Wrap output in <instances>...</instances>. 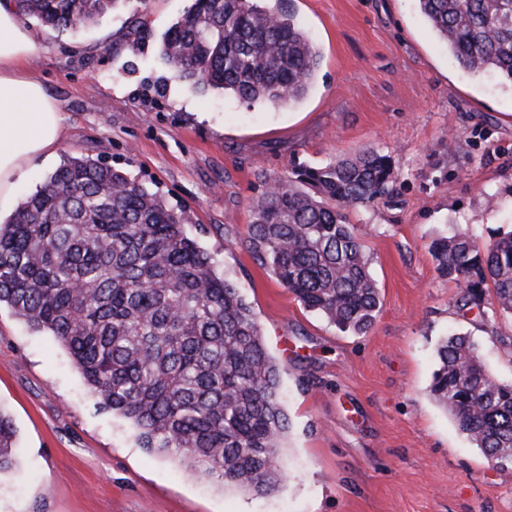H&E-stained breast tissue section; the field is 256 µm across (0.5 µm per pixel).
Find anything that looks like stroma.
<instances>
[{
    "label": "stroma",
    "mask_w": 512,
    "mask_h": 512,
    "mask_svg": "<svg viewBox=\"0 0 512 512\" xmlns=\"http://www.w3.org/2000/svg\"><path fill=\"white\" fill-rule=\"evenodd\" d=\"M189 4L127 0L78 35L27 21L42 46L27 68L59 102L65 136L17 194L84 155L189 211L280 366L285 479L256 497L141 448L67 350L4 306L0 408L17 427L18 463L0 474V512H512V466L488 461L429 393L436 347L454 333L512 383V317L462 307V286L428 250L459 227L486 245L512 230V89L459 66L418 0H295L323 52L318 83L297 108H250L171 78L155 39ZM142 5L151 38L114 50ZM366 147L391 155L400 176L348 213L382 299L371 330L353 335L305 309L246 236L265 177Z\"/></svg>",
    "instance_id": "35a3bbf8"
}]
</instances>
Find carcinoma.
<instances>
[{"label": "carcinoma", "instance_id": "carcinoma-1", "mask_svg": "<svg viewBox=\"0 0 512 512\" xmlns=\"http://www.w3.org/2000/svg\"><path fill=\"white\" fill-rule=\"evenodd\" d=\"M122 0H17L20 15L74 34ZM293 0H193L156 46L172 78L249 106L301 104L321 54ZM448 53L512 88V0H418ZM150 37L135 11L123 34ZM399 170L374 148L265 179L251 203L247 246L308 310L342 332L367 333L380 311L370 261L346 211L388 195ZM184 209L97 158L72 156L0 224V306L69 351L100 407L132 422L140 444L223 487L257 495L283 479L288 431L279 367L252 307L201 249ZM442 277L479 315H512V230L482 246L468 229L430 243ZM430 392L485 455L512 463V384L474 343L438 349ZM16 429L0 410V473Z\"/></svg>", "mask_w": 512, "mask_h": 512}]
</instances>
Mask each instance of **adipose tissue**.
Returning <instances> with one entry per match:
<instances>
[{
	"mask_svg": "<svg viewBox=\"0 0 512 512\" xmlns=\"http://www.w3.org/2000/svg\"><path fill=\"white\" fill-rule=\"evenodd\" d=\"M39 45L0 0V211L14 205L17 180L35 158L54 156L63 137L60 107L39 80L22 71Z\"/></svg>",
	"mask_w": 512,
	"mask_h": 512,
	"instance_id": "obj_1",
	"label": "adipose tissue"
}]
</instances>
